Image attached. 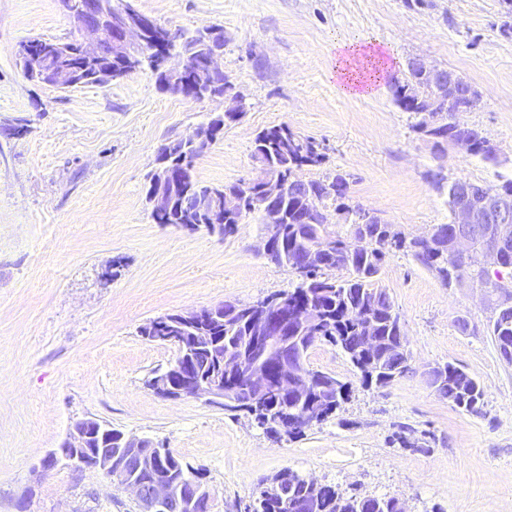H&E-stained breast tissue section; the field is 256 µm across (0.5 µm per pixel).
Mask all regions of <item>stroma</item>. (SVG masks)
<instances>
[{"mask_svg": "<svg viewBox=\"0 0 512 512\" xmlns=\"http://www.w3.org/2000/svg\"><path fill=\"white\" fill-rule=\"evenodd\" d=\"M133 5L188 36L224 30V71L247 112L197 160L203 183L252 178L256 134L283 123L325 156L303 178L349 174L350 205L410 237L448 223L450 181L512 178V33L503 31L512 15L502 0ZM78 34L61 0H0V512H137L132 494L98 470L44 468L84 418L202 468L211 512H243L265 479L288 468L397 498L407 512H512V364L487 332L480 293L445 285L405 252L386 259L379 284L401 318L409 372L366 387L336 346L318 343L309 367L336 375L350 393L302 436L275 441L243 414L148 387L177 350L145 339L141 325L174 311L253 304L295 288L298 277L261 253L259 214L223 234L155 222L146 195L160 145L192 134L224 102L161 91L146 67L65 91L25 78L22 42ZM348 40L388 48L394 79L414 57L463 75L480 99L460 119L496 144L497 161L453 146L436 151L396 104L391 82L368 98L340 94L335 49ZM21 123L28 131L15 135ZM448 362L480 384L481 414L429 384L428 371Z\"/></svg>", "mask_w": 512, "mask_h": 512, "instance_id": "stroma-1", "label": "stroma"}]
</instances>
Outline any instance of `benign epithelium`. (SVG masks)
Listing matches in <instances>:
<instances>
[{
    "label": "benign epithelium",
    "instance_id": "benign-epithelium-1",
    "mask_svg": "<svg viewBox=\"0 0 512 512\" xmlns=\"http://www.w3.org/2000/svg\"><path fill=\"white\" fill-rule=\"evenodd\" d=\"M104 0H71L68 14L80 32L77 46L88 58H98L104 48L123 57L122 74L127 75L140 68L142 60L149 56V48L158 52V66L168 75H180L194 71L196 81L187 96L197 98L203 94L224 99V113L212 119L182 142L198 151H204L215 143L214 128L224 127V120L234 117L240 120L244 115V97L241 93L224 95L212 88L211 79L224 74L221 65L223 51L211 48L202 53L189 54L173 52L169 44L176 34L155 32L156 21L134 8L115 7L112 15L103 11ZM181 62L172 65L173 56ZM408 73L419 74L435 92L431 105L424 111V124L419 134L433 147L439 149L447 142L446 127L455 114L464 111L460 104L466 98L470 105L479 101L480 93L474 85H463L458 73L450 68H437L421 58L408 62ZM168 147L160 152V167L150 182L148 200L155 212L163 213L174 205L171 188L173 181L190 180L191 167L181 161L175 168L168 164ZM246 194L263 210L266 236L263 240V254L267 258L277 253L276 244L280 238L282 214L276 202L287 195L288 181L277 176L253 178ZM455 205L452 220L456 224L455 236L448 250V267L462 264L474 248L481 249L485 269L503 266V254L512 251V193L486 191L477 184L466 180L453 181ZM243 208L240 196L224 198V207L208 211L207 230L214 232L224 227V216ZM258 323V334L242 353L219 357L216 368L203 374L197 372L184 356L164 372L153 376L151 388L164 398H203L213 404H220L226 410L241 411L255 408L263 397L278 394L282 398L293 397L315 388L311 378L301 371V362L288 355L287 348L296 340L311 332L310 339H317L315 311L300 308L293 313L276 312V306L269 303L256 306L249 311ZM214 318H224V304L220 303L193 311L169 313L153 319L155 325L178 328L196 325ZM322 418L319 411L296 410L290 419L281 424L285 431L307 427ZM103 423L95 418L75 422L68 437L51 453L45 464L50 466L61 459L76 468L86 465L89 442L92 433L101 429ZM122 448L112 451L99 448L94 451L95 467L112 482L129 490L137 503L138 512H176L185 504L195 512H210L211 493L202 482L201 474L193 469L177 482L145 481L132 475L152 468L158 461L160 448L147 439H138L119 434Z\"/></svg>",
    "mask_w": 512,
    "mask_h": 512
}]
</instances>
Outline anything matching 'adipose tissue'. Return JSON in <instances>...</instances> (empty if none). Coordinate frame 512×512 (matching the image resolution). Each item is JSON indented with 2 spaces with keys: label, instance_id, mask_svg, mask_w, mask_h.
Returning a JSON list of instances; mask_svg holds the SVG:
<instances>
[{
  "label": "adipose tissue",
  "instance_id": "obj_1",
  "mask_svg": "<svg viewBox=\"0 0 512 512\" xmlns=\"http://www.w3.org/2000/svg\"><path fill=\"white\" fill-rule=\"evenodd\" d=\"M391 68L389 51L373 42L345 41L336 46L334 77L346 96L365 98L372 95Z\"/></svg>",
  "mask_w": 512,
  "mask_h": 512
}]
</instances>
